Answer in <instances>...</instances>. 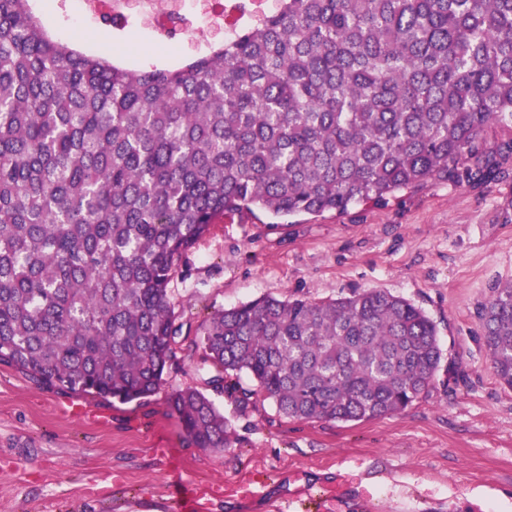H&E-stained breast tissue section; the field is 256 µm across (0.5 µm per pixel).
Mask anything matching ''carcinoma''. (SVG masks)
<instances>
[{
    "mask_svg": "<svg viewBox=\"0 0 512 512\" xmlns=\"http://www.w3.org/2000/svg\"><path fill=\"white\" fill-rule=\"evenodd\" d=\"M30 2L0 0V363L52 387L121 403L159 389L183 328L172 274L218 219L474 180L487 128L512 131V0H282L174 71L85 55ZM477 317L512 387V283ZM184 343L213 390L305 421L399 414L441 361L434 322L377 288L259 298ZM170 405L196 447L233 446L204 392Z\"/></svg>",
    "mask_w": 512,
    "mask_h": 512,
    "instance_id": "obj_1",
    "label": "carcinoma"
}]
</instances>
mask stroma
<instances>
[{"label": "stroma", "mask_w": 512, "mask_h": 512, "mask_svg": "<svg viewBox=\"0 0 512 512\" xmlns=\"http://www.w3.org/2000/svg\"><path fill=\"white\" fill-rule=\"evenodd\" d=\"M57 40L85 54L115 53L132 70L176 69L208 55L223 32L162 42L146 23L104 26L83 0H33ZM512 133L487 130L481 180H431L387 204L279 220L261 211L219 220L182 257L169 285L178 322L264 296L321 301L377 288L421 308L442 361L429 391L403 412L358 421H300L254 394H214L236 443L196 448L168 399L206 390L181 358L158 391L119 403L43 385L0 364V512H186L184 491L210 493L206 512H275L304 489L340 483L339 512H512V388L489 368L476 307L512 282ZM90 410L66 414L69 404ZM266 495L224 497L241 477Z\"/></svg>", "instance_id": "stroma-1"}]
</instances>
